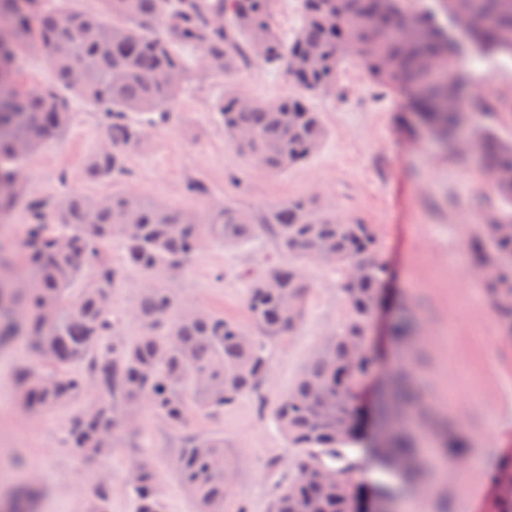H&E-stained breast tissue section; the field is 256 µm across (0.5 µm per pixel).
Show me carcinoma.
<instances>
[{
	"instance_id": "obj_1",
	"label": "carcinoma",
	"mask_w": 512,
	"mask_h": 512,
	"mask_svg": "<svg viewBox=\"0 0 512 512\" xmlns=\"http://www.w3.org/2000/svg\"><path fill=\"white\" fill-rule=\"evenodd\" d=\"M104 13L72 10L46 0H0L8 11L0 43V221L24 204L23 237L0 242V270L25 281L0 293V347L28 339L36 363H22L15 383L25 409L79 404L67 420L69 446L106 459L141 433L143 411L181 433L172 468L197 512H226L237 461L224 432H199L196 419L224 417L246 396L269 410L291 450L288 484L271 512H356L358 475L329 465L348 446L370 449L379 467L404 484L422 480L417 422L426 406L405 368L388 380L386 407L397 420L389 445L373 448L361 428L358 401L377 359L370 341L387 280L378 240L369 224L344 220L314 197L243 208L231 199L201 215L146 200L131 191L92 197L70 193L54 205L27 197L23 164L44 142L63 137L75 119L63 91L101 109L103 142L89 155L90 181L126 174L127 152L144 136L131 113L163 126L193 66L229 75L252 63L284 68L297 92L272 101L235 91L218 113L224 133L250 164L280 174L323 145L327 130L308 100L330 89L350 62L386 88L400 89L428 128L451 133L458 114L452 98L469 96L471 65L512 57V0H458L477 29L475 43L452 36L435 11L419 0H301L302 19L292 39L273 19L277 0H102ZM31 49L49 63L55 83L19 88L17 50ZM481 156V172L499 201L472 223L468 259L483 280L494 313L512 332V140L471 121L467 131ZM261 227L284 261L255 276L246 294L250 324L187 303L170 281L214 243L234 244ZM123 244L124 261L108 251ZM335 270L346 313L328 341L309 359L293 387L269 407L261 386L270 369L269 345L302 327L311 284L305 269ZM143 284L126 312L117 292L129 271ZM134 326L137 334L126 335ZM128 482L135 512H164L152 464L131 452ZM10 512H38L37 495L24 487L11 495ZM89 512H112V481L93 488Z\"/></svg>"
}]
</instances>
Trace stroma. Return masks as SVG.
Masks as SVG:
<instances>
[{
    "mask_svg": "<svg viewBox=\"0 0 512 512\" xmlns=\"http://www.w3.org/2000/svg\"><path fill=\"white\" fill-rule=\"evenodd\" d=\"M339 81L340 96L312 100L327 128L323 146L275 175L249 166L237 153L216 106L233 89L261 99L288 95L292 87L283 69L255 65L187 84L169 123L146 127L142 142L127 154L128 176L114 182L85 179V161L104 138L103 123L97 108L70 95L75 121L62 138L43 143L27 159V192L54 202L72 192L98 196L118 188L197 212L227 197L255 208L313 196L334 205L343 218L371 225L390 268V301L405 306L412 318L407 338L376 330L380 369L405 364L429 407L418 436L431 449L433 492L424 512H495L494 476L472 461L487 458L495 469L512 462V337L499 325L464 252L476 201L490 205L496 198L488 184L477 180L478 156L458 159L426 135L400 92L378 86L353 62ZM473 93L490 106L479 122L512 138V59L475 65ZM192 181L204 183L208 197L186 195ZM278 259L273 238L259 232L236 246L209 247L174 286L191 304L245 325L247 274ZM307 277L306 321L272 347L269 377L261 389L270 403L287 393L345 314L333 270L313 264ZM33 358L24 339L0 352V491L10 492L31 473L40 512H87L93 487L108 477L112 512H133L123 450L104 460L83 457L66 443L69 409L33 414L21 407L14 370ZM196 428L223 430L230 454L239 460L233 506L270 512L288 482L289 462L287 444L271 417L245 398L222 419H200ZM179 441L178 432L149 415L132 439L158 471L165 512H196L171 467Z\"/></svg>",
    "mask_w": 512,
    "mask_h": 512,
    "instance_id": "35a3bbf8",
    "label": "stroma"
}]
</instances>
